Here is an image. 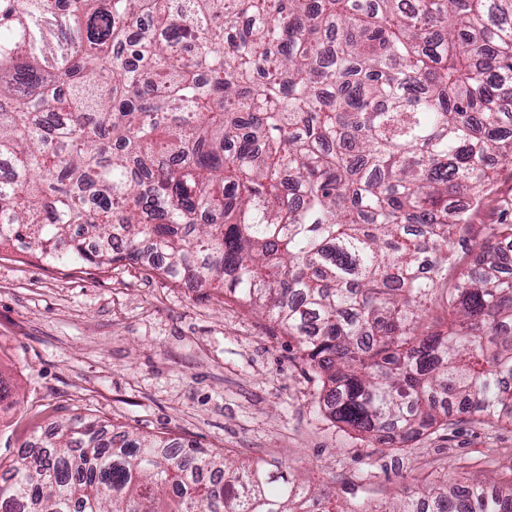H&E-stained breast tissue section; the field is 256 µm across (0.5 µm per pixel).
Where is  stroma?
Listing matches in <instances>:
<instances>
[{
	"mask_svg": "<svg viewBox=\"0 0 512 512\" xmlns=\"http://www.w3.org/2000/svg\"><path fill=\"white\" fill-rule=\"evenodd\" d=\"M508 201L512 164H500L469 210L462 264L483 225L512 222ZM0 376L19 400L0 411V474L23 442L80 414L240 461L289 462L337 512H386L435 476L512 479L511 424L455 414L403 448L356 439L329 420L294 342L268 318L135 262L65 267L0 247Z\"/></svg>",
	"mask_w": 512,
	"mask_h": 512,
	"instance_id": "1",
	"label": "stroma"
}]
</instances>
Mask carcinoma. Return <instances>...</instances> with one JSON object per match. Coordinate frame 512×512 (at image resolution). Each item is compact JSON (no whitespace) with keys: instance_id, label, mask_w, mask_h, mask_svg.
I'll list each match as a JSON object with an SVG mask.
<instances>
[{"instance_id":"1","label":"carcinoma","mask_w":512,"mask_h":512,"mask_svg":"<svg viewBox=\"0 0 512 512\" xmlns=\"http://www.w3.org/2000/svg\"><path fill=\"white\" fill-rule=\"evenodd\" d=\"M0 0V244L134 261L256 309L324 408L407 443L512 422V224L430 305L512 163V0ZM0 512H332L286 461L80 415L26 445ZM386 512H512L430 481Z\"/></svg>"}]
</instances>
